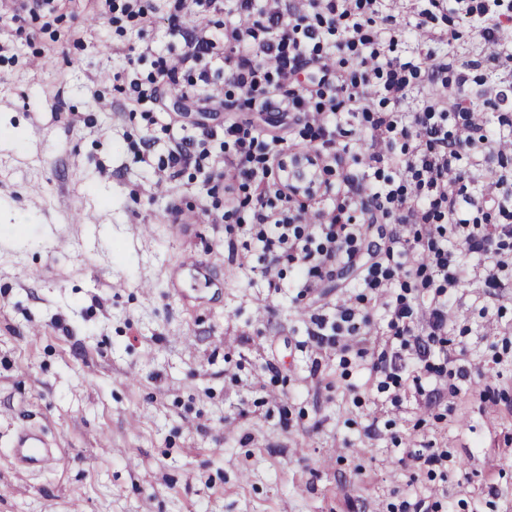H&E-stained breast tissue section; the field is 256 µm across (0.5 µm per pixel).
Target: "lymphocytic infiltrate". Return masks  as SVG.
Wrapping results in <instances>:
<instances>
[{"label":"lymphocytic infiltrate","mask_w":512,"mask_h":512,"mask_svg":"<svg viewBox=\"0 0 512 512\" xmlns=\"http://www.w3.org/2000/svg\"><path fill=\"white\" fill-rule=\"evenodd\" d=\"M231 21L221 40L224 106L300 118L303 153L326 174L314 197L317 213L287 182L271 183L281 144L260 136L253 122L224 128V221L244 225L277 286L283 264L294 265L299 295L350 260L365 240V225H390L388 241L359 283L355 299L334 317H313L316 344L369 358L379 389H421L422 375L443 374L435 356L446 352L448 322L458 288L469 275L457 255H481L478 280L488 288L512 283V109L499 107L501 80L512 79V49L498 44L512 24V0H230ZM190 29L173 22L184 50L159 58L152 83L182 91L192 72L200 89L213 81L200 61L213 41L206 15ZM479 30L490 55L462 60L438 54ZM307 84L295 76L303 67ZM492 67L500 81L485 83L483 109L469 105L466 70ZM493 109L486 118L485 109ZM358 145L367 167L348 160ZM482 185L495 207L492 223L462 215ZM387 316L382 347L367 350L357 336L370 307ZM427 333L415 335L419 308Z\"/></svg>","instance_id":"1"}]
</instances>
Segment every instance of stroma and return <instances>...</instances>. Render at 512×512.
Returning <instances> with one entry per match:
<instances>
[{
	"mask_svg": "<svg viewBox=\"0 0 512 512\" xmlns=\"http://www.w3.org/2000/svg\"><path fill=\"white\" fill-rule=\"evenodd\" d=\"M150 3L147 25H87L98 0L0 10V512H512V287L456 297L465 394L396 408L369 390L359 358L310 336L351 278L271 289L207 170L156 191L179 137L204 124L221 151L238 115L170 90L129 106L183 46L176 0ZM23 427L57 443L40 470L13 463ZM432 445L447 462L409 460Z\"/></svg>",
	"mask_w": 512,
	"mask_h": 512,
	"instance_id": "35a3bbf8",
	"label": "stroma"
}]
</instances>
